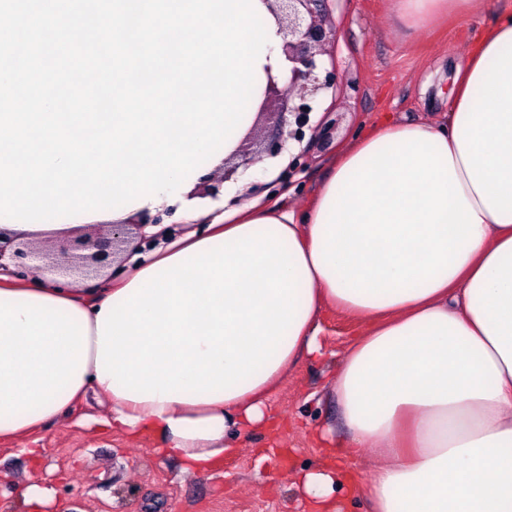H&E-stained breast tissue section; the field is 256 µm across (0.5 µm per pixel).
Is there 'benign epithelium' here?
<instances>
[{
	"instance_id": "1",
	"label": "benign epithelium",
	"mask_w": 512,
	"mask_h": 512,
	"mask_svg": "<svg viewBox=\"0 0 512 512\" xmlns=\"http://www.w3.org/2000/svg\"><path fill=\"white\" fill-rule=\"evenodd\" d=\"M275 17L288 61L284 80L266 71V85L257 115H275L278 135L259 143L256 154L276 158L287 143L303 142L313 129L311 114L319 111L324 96L343 86V75L327 62V46L336 42V26L327 21L331 0H263ZM161 214L135 224H111L106 236L87 225L75 235L57 238L50 249L33 239L5 237L0 232V273L45 276L63 287L91 280L113 264L115 255L149 242L145 228L159 224Z\"/></svg>"
}]
</instances>
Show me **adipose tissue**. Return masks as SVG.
Segmentation results:
<instances>
[{"mask_svg": "<svg viewBox=\"0 0 512 512\" xmlns=\"http://www.w3.org/2000/svg\"><path fill=\"white\" fill-rule=\"evenodd\" d=\"M483 2L393 0L392 16L432 27ZM453 85L447 122L375 125L303 214L242 203L94 293L0 281V440L92 389L103 426L205 474L321 355L332 306L373 322L333 388L339 454L380 459L371 512H512V8Z\"/></svg>", "mask_w": 512, "mask_h": 512, "instance_id": "obj_1", "label": "adipose tissue"}]
</instances>
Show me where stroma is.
<instances>
[{"mask_svg": "<svg viewBox=\"0 0 512 512\" xmlns=\"http://www.w3.org/2000/svg\"><path fill=\"white\" fill-rule=\"evenodd\" d=\"M389 5L334 0L329 21L338 37L329 53L348 84L325 101L334 129L291 143V151L304 153L301 170L289 173L282 163L272 176L268 163L257 162L226 181L223 167L214 168L209 177L220 182L218 196L193 185L188 197L197 205L196 217L174 212L164 219L175 234L203 230L236 196L271 202L285 193L290 207L304 209L328 162L355 133L386 119L438 121L447 115L454 68L479 44L493 20L491 8L430 30L388 22ZM319 323L325 357L291 370L269 397L268 426L237 438L235 449L207 474L182 476L178 462L159 454L154 435L132 440L103 430L97 419L105 409L89 398L36 432L40 465L31 464L20 444L0 442V512H312L310 497L295 480L328 467L353 477L352 484L334 487L336 512H369L361 486L375 457L367 452L331 461L320 444L327 427L335 442L349 437L332 387L342 351L367 325L333 307L320 312ZM31 487L50 493L41 510L23 501Z\"/></svg>", "mask_w": 512, "mask_h": 512, "instance_id": "1", "label": "stroma"}]
</instances>
